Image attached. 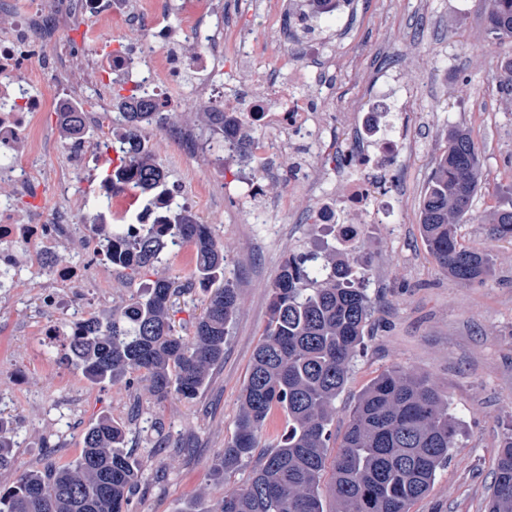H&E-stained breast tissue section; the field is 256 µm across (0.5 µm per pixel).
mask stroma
Returning a JSON list of instances; mask_svg holds the SVG:
<instances>
[{
	"instance_id": "35a3bbf8",
	"label": "stroma",
	"mask_w": 512,
	"mask_h": 512,
	"mask_svg": "<svg viewBox=\"0 0 512 512\" xmlns=\"http://www.w3.org/2000/svg\"><path fill=\"white\" fill-rule=\"evenodd\" d=\"M223 2L225 23L258 42L267 37L269 10L282 21L294 8V0ZM65 3L58 38L46 48L60 62L42 89L67 91L73 106L91 114L93 129L115 118L121 106L112 89L95 84L94 60L72 32L95 28L106 52L122 34L111 20L86 12L84 0ZM312 24L329 61L325 96L313 104L310 156L318 194L343 195L344 183L327 158L345 150L347 125L356 123L373 96L384 94L396 106L397 124L413 138L411 157L397 168L394 210L383 223L364 225L353 247L336 248L365 273L371 300L364 347L336 400V428L344 430L357 398L384 370L427 377L447 398L459 436L447 466L410 512H485L498 448L512 431V242L489 235L494 211L512 184V93L505 89L512 42L489 32L484 0H352L336 18ZM269 65L260 54L182 78L167 121L193 137L194 152L173 150L156 127L143 130L180 199L191 200L200 185L208 187L198 216L223 244L225 275L239 295L222 361L195 398L159 402L143 384H90L65 359L76 315L103 318L155 279L185 272L184 247L168 249L165 264L140 275L116 267L105 282L73 289L74 307L44 306L21 279L0 288V417L16 426L13 466L0 471V488L22 472L75 460L84 432L104 417L129 425L127 448L147 463L131 512H180L192 500L206 506L244 483L242 472L216 480L211 464L235 431L273 285L289 254L321 249L332 239L328 226L305 223L311 198L289 190V154L263 165L267 196L286 207L262 218L237 177L236 158L219 163L208 149L211 105L196 94V85L235 92L268 73ZM40 121L43 150L36 164L47 176L68 163L67 135L54 113H42ZM453 128L471 134L482 163L470 219L458 227L464 244L486 248L493 258L492 272L481 283L449 278L427 252L420 231L423 194ZM45 324L55 327V335H39ZM156 418L163 423L159 434L146 427Z\"/></svg>"
}]
</instances>
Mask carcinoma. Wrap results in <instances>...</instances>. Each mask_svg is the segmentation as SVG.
Masks as SVG:
<instances>
[{
  "label": "carcinoma",
  "instance_id": "cac0c4a2",
  "mask_svg": "<svg viewBox=\"0 0 512 512\" xmlns=\"http://www.w3.org/2000/svg\"><path fill=\"white\" fill-rule=\"evenodd\" d=\"M489 31L512 40V0H489ZM124 127L115 169L130 173V188L150 197L167 188V174L136 137L163 117L143 96L119 113ZM219 135L210 145L238 154L246 146L224 130V113H208ZM482 175L478 149L460 128L435 158L421 202L423 239L448 277L474 283L491 269L485 249L458 240L457 226L470 212ZM490 234L512 240V203L494 213ZM189 243L196 252L182 288L208 292L203 312L186 339L175 333L171 298L176 287L159 278L100 321L70 331L69 358L93 384L147 383L158 400H190L224 358V340L237 311L238 293L224 278V246L208 225L178 207L166 224H144L137 235L112 225V263L135 274L163 262L161 239ZM370 300L362 275L336 250L293 253L275 282L264 337L241 394L235 432L212 463L213 476L248 469L244 484L224 491L209 509L189 503L180 512H325L321 481L330 473L334 512H410L429 491L456 447L458 426L448 400L422 376L399 368L380 373L352 409L341 440L333 430L335 402L352 358L363 343ZM288 424L269 437L274 412ZM126 425L102 418L87 429L79 457L21 474L0 491V512H129L140 489L143 462L125 450ZM335 454H330L332 445ZM486 512H512V433L499 449Z\"/></svg>",
  "mask_w": 512,
  "mask_h": 512
}]
</instances>
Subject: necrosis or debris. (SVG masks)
Listing matches in <instances>:
<instances>
[{
	"mask_svg": "<svg viewBox=\"0 0 512 512\" xmlns=\"http://www.w3.org/2000/svg\"><path fill=\"white\" fill-rule=\"evenodd\" d=\"M168 5L169 0H142L138 5L133 0H86L91 14L118 20L131 33L113 52L108 71L129 76L131 90L152 97L164 113L174 104V81L180 75L212 68L227 57L240 60L256 50L243 33L228 34L213 26L218 0H192L173 27L165 23ZM34 10L39 26L22 19L0 34V155L9 159L0 166V187L11 190L8 203L0 204V288L9 287L10 277H27L29 286L53 306L66 289L111 273L112 261L105 253L112 247V225L167 222L175 201L160 195L150 207H141L124 171L99 186L105 204L94 216L91 236L78 235L76 207L42 212L44 185H51L58 197H68L72 172L88 167L96 155L92 143L81 138L68 144L70 164L53 177L44 178L30 164L39 140V115L59 105L58 97L31 92L48 68L41 49L55 36L57 8L54 0H35ZM321 62L322 52L311 36L300 32L283 42L264 90L240 92L233 102L221 105L226 131L244 125L261 128L250 152L262 159L286 152L294 140H311L315 123L310 108L325 85L317 72ZM387 117L383 106L367 108L360 126L348 132L350 153L341 169L344 194L336 200L315 198L308 210L309 223L332 225L342 245L356 240L359 225L382 223L385 209L395 203L392 172L410 149L402 132L387 129ZM71 240L82 256L102 254L103 263L94 267L82 257L56 262L57 247Z\"/></svg>",
	"mask_w": 512,
	"mask_h": 512,
	"instance_id": "1",
	"label": "necrosis or debris"
}]
</instances>
